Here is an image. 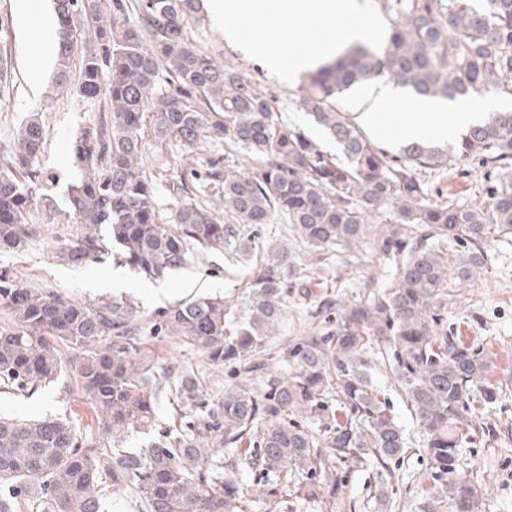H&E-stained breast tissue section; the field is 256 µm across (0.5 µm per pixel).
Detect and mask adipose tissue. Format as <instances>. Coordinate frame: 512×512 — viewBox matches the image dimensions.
Masks as SVG:
<instances>
[{"label": "adipose tissue", "mask_w": 512, "mask_h": 512, "mask_svg": "<svg viewBox=\"0 0 512 512\" xmlns=\"http://www.w3.org/2000/svg\"><path fill=\"white\" fill-rule=\"evenodd\" d=\"M497 107L494 101L474 105L465 100L430 99L386 85L370 91L360 120L376 141L388 145L448 144L457 138L460 124L482 123L486 112Z\"/></svg>", "instance_id": "1"}]
</instances>
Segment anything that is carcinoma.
<instances>
[{
	"label": "carcinoma",
	"mask_w": 512,
	"mask_h": 512,
	"mask_svg": "<svg viewBox=\"0 0 512 512\" xmlns=\"http://www.w3.org/2000/svg\"><path fill=\"white\" fill-rule=\"evenodd\" d=\"M53 0L58 23L55 85L67 86L74 45L93 35L82 60L78 92L107 106L104 116L70 143L81 177L68 187L67 217L81 225L60 258L78 265L113 252L139 276L155 280L188 260L189 246L224 247L234 230L210 208L187 202L172 228L161 222L155 184L143 166L146 125L153 146L169 140L186 152L206 141L240 145L258 166L235 169L210 160L206 174L224 184V211L239 224H268L277 214L319 254L365 242L385 215L374 248L396 264L394 283L343 306L336 320L288 345L291 372L268 373L258 359L288 303L282 266L288 247L267 255L231 309L221 296H197L154 319L169 334L234 371L224 394L210 399L184 373L170 387L172 404L194 419L177 433L151 436L162 390L153 386L154 356L140 314L127 300L87 305L68 295L19 284L0 267V393L28 394L63 371L60 347L80 353L77 377L102 436L89 438L57 417L0 416V512H105L106 499L136 494L138 512H246L248 489L238 460H224L253 441L251 486L270 496L297 474L292 492L305 499L345 494L352 468L371 462L376 497L383 473L407 451L404 429L373 382L366 354L384 345L412 418L425 434L432 491L419 512H476L478 491L461 465L464 445L486 435L463 425L478 405L496 402L488 359L448 332L437 331L448 300L445 249H466L455 268L468 278L486 263L485 243L512 234V112L470 125L457 148L421 142L393 157L375 145L337 99L351 87L386 80L427 98L471 99L491 91L512 95V0H386L393 15L387 44L357 47L302 75L296 100L334 141L333 160L302 129L281 124L272 100L235 67L199 49L187 35L202 0ZM44 140L26 122L0 170V251L33 238L29 207L40 191L35 163ZM478 159L502 174L490 204L429 201L418 172L448 159ZM107 226V234L100 227ZM141 448H123L130 433Z\"/></svg>",
	"instance_id": "cac0c4a2"
}]
</instances>
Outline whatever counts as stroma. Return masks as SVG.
Segmentation results:
<instances>
[{
    "mask_svg": "<svg viewBox=\"0 0 512 512\" xmlns=\"http://www.w3.org/2000/svg\"><path fill=\"white\" fill-rule=\"evenodd\" d=\"M189 32L199 48L221 51L223 63L256 82L273 100L282 124L306 129L325 151L335 153V145L323 131L297 110V84L284 83L262 70L254 59L226 40L209 17L190 21ZM38 34L37 23L23 13V0H0V167L9 160L25 118L37 115L46 131L37 167L48 176L49 194L58 211L64 212L68 209L67 188L80 176L69 158L70 142L79 129L97 120L99 107L78 92L81 53H74L70 60L68 89L53 87L54 62L44 61L31 47ZM218 157L234 167L250 161L245 151L222 141L203 143L189 157L183 155L174 140L167 142L164 153L146 150L144 167L156 184L163 221H170L179 205L178 199L170 194L169 185L185 180L195 188L197 203L219 210L221 222H230V215L223 212L222 187L204 178L209 160ZM425 179L431 199L442 198L462 205L487 203L493 186V177L486 168L477 164L465 166L453 160L443 171L426 174ZM29 222L36 226V236L22 250L0 251V267L16 272L22 285L58 291L91 305L129 300L147 325L159 312L193 296L218 294L229 303H237L266 260L268 247L288 246L292 253L284 270L288 309L277 334L267 344L269 353L275 356L272 370L281 377L289 371L282 358L289 341L300 339L324 324L325 301L339 296L353 299L367 282L377 290L390 287L394 275L393 263L379 258L372 245L323 256L296 239L287 220L278 216L271 223L242 228V236L254 237L256 241L253 255L239 254L232 245L205 251L191 249L184 266L159 279L164 295L156 299L143 292L144 278L114 257L81 266L60 259L58 250L75 232V225L60 220L48 223L37 203L29 211ZM487 250L488 261L483 269L473 271L464 280L451 279L445 319L448 330L465 345L485 353L492 365L490 380L498 389L493 408L471 417L475 423L495 424L496 431L481 442L465 446L463 466L477 478L481 512H512V235L493 238ZM148 343L155 354L157 386L176 382L183 372L191 371L205 391L214 395L223 392L225 383L232 379L230 368L209 365L200 353L182 347L173 338L152 335ZM368 358L408 442L403 463L393 469L386 499L376 500L371 493L368 483L374 469L367 466L351 473L349 487L340 499L304 500L285 490L271 500L255 496L251 512H418V504L429 485L425 478L429 460L423 451L426 435L413 421L395 386L385 352L373 350ZM0 414L63 417L76 423L89 437L101 431L92 406L69 368L56 382L37 389L31 397L0 394Z\"/></svg>",
    "mask_w": 512,
    "mask_h": 512,
    "instance_id": "stroma-1",
    "label": "stroma"
}]
</instances>
